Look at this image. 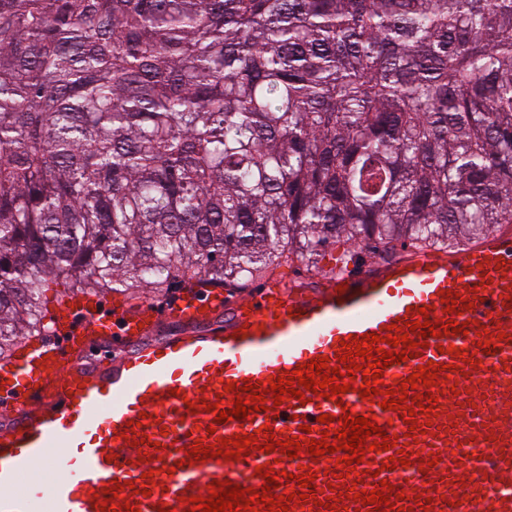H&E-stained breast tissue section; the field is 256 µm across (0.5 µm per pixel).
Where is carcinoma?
Listing matches in <instances>:
<instances>
[{
	"instance_id": "cac0c4a2",
	"label": "carcinoma",
	"mask_w": 512,
	"mask_h": 512,
	"mask_svg": "<svg viewBox=\"0 0 512 512\" xmlns=\"http://www.w3.org/2000/svg\"><path fill=\"white\" fill-rule=\"evenodd\" d=\"M512 224V0H0V360L44 288L242 286Z\"/></svg>"
}]
</instances>
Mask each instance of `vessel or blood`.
Instances as JSON below:
<instances>
[{
    "mask_svg": "<svg viewBox=\"0 0 512 512\" xmlns=\"http://www.w3.org/2000/svg\"><path fill=\"white\" fill-rule=\"evenodd\" d=\"M455 308L466 332L445 333ZM35 348L0 366V512H101L100 496L117 489L116 512H191L215 482L261 489L257 466L279 475L288 512H376L349 497L386 481L407 512H512V226L500 224L461 248L406 247L391 258L356 263L335 274L292 279L238 298L221 288L186 286L165 305L106 303L81 292L70 299ZM428 315L436 336L408 334L416 356L383 369L379 393L362 399V372L343 375L349 392L311 402L266 400L246 419L215 423L222 410L249 399L248 385L269 389L310 361L337 367L342 344ZM487 337L489 348L478 347ZM433 365L431 411L381 407L383 390H401L414 368ZM234 390H227V383ZM364 417L403 448L366 452L356 467L335 455H312L310 439L341 429L343 413ZM329 422H320V415ZM271 435L260 432L262 426ZM255 436L239 458L220 456L221 439ZM297 439L298 457L263 452L268 437ZM211 448L198 461L196 445ZM401 455L406 466L389 467ZM50 480L25 483L35 468ZM315 477L314 497L293 476Z\"/></svg>",
    "mask_w": 512,
    "mask_h": 512,
    "instance_id": "vessel-or-blood-1",
    "label": "vessel or blood"
}]
</instances>
